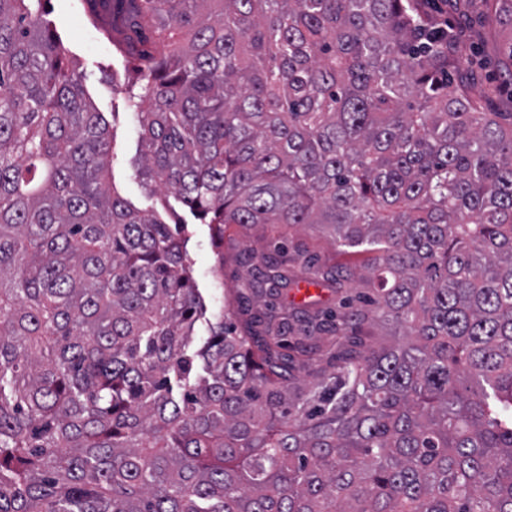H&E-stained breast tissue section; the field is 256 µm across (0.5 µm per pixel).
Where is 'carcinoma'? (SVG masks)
I'll return each instance as SVG.
<instances>
[{"instance_id": "cac0c4a2", "label": "carcinoma", "mask_w": 512, "mask_h": 512, "mask_svg": "<svg viewBox=\"0 0 512 512\" xmlns=\"http://www.w3.org/2000/svg\"><path fill=\"white\" fill-rule=\"evenodd\" d=\"M48 2L0 0V512H512V112L448 84L458 28L428 0H83L133 58L164 209L218 246L317 224L373 255L343 276L263 256L270 315L238 332L179 227L112 183ZM482 2L448 0L480 41L512 22ZM348 280L395 338L302 380L351 318L288 291Z\"/></svg>"}]
</instances>
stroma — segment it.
Instances as JSON below:
<instances>
[{
	"label": "stroma",
	"instance_id": "35a3bbf8",
	"mask_svg": "<svg viewBox=\"0 0 512 512\" xmlns=\"http://www.w3.org/2000/svg\"><path fill=\"white\" fill-rule=\"evenodd\" d=\"M50 15L68 50V58L81 79L86 97L96 111L109 118L114 135L112 149V181L120 194L143 211L158 208L136 174L134 160L141 151L139 125L126 102L123 84L126 64L122 58L105 49V37L86 25L82 0H51ZM83 24L84 36H77L74 24ZM187 251L193 263L196 287L205 297L211 312L228 308V322L241 326L261 319L265 308L254 294L262 290L261 255L272 253L276 243L305 249L316 258L318 266H345L359 263L357 255L338 249L322 228L252 224L231 226L224 233V274L216 276L214 247L208 225L188 224L184 227Z\"/></svg>",
	"mask_w": 512,
	"mask_h": 512
}]
</instances>
